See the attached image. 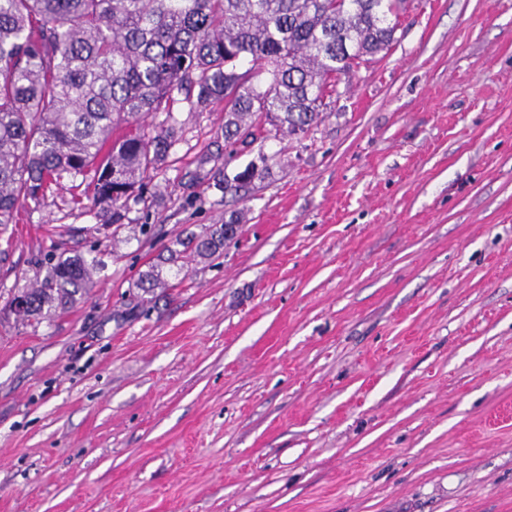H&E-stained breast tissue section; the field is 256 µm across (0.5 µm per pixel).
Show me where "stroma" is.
<instances>
[{
  "label": "stroma",
  "instance_id": "stroma-1",
  "mask_svg": "<svg viewBox=\"0 0 512 512\" xmlns=\"http://www.w3.org/2000/svg\"><path fill=\"white\" fill-rule=\"evenodd\" d=\"M306 137L224 105L121 224L70 191L0 239V512H512V0H407ZM265 157L250 196L215 183ZM241 212L184 265L176 236ZM88 297L27 323L59 254ZM159 268L163 287L138 288Z\"/></svg>",
  "mask_w": 512,
  "mask_h": 512
}]
</instances>
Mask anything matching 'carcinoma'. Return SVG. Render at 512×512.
Returning a JSON list of instances; mask_svg holds the SVG:
<instances>
[{
  "label": "carcinoma",
  "instance_id": "1",
  "mask_svg": "<svg viewBox=\"0 0 512 512\" xmlns=\"http://www.w3.org/2000/svg\"><path fill=\"white\" fill-rule=\"evenodd\" d=\"M406 0H0V233L18 208L69 182L103 224H119L178 141L175 94L224 101V162L263 134L304 136L341 77L394 40ZM249 68L238 73V67ZM166 113L151 134L140 120ZM268 166L217 187L244 198ZM237 217L178 237L170 259L224 249ZM92 271L61 255L13 295L38 321L86 296Z\"/></svg>",
  "mask_w": 512,
  "mask_h": 512
}]
</instances>
